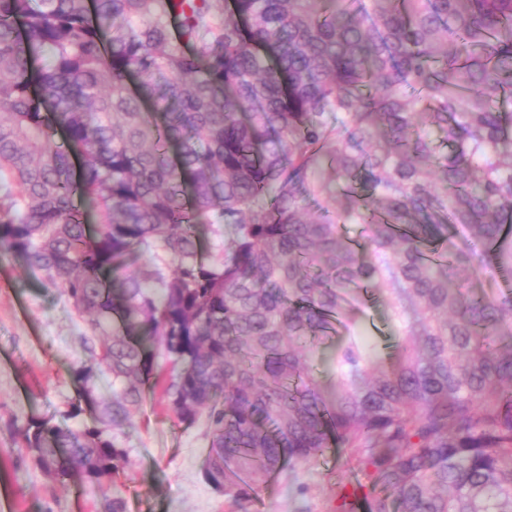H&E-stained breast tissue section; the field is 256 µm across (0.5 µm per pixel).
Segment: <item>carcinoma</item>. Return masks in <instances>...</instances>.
<instances>
[{"mask_svg":"<svg viewBox=\"0 0 512 512\" xmlns=\"http://www.w3.org/2000/svg\"><path fill=\"white\" fill-rule=\"evenodd\" d=\"M0 250L105 337L46 475L157 393L241 512L331 447L336 512H512V0H0Z\"/></svg>","mask_w":512,"mask_h":512,"instance_id":"cac0c4a2","label":"carcinoma"}]
</instances>
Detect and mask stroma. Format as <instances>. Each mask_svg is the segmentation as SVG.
<instances>
[{
	"label": "stroma",
	"instance_id": "1",
	"mask_svg": "<svg viewBox=\"0 0 512 512\" xmlns=\"http://www.w3.org/2000/svg\"><path fill=\"white\" fill-rule=\"evenodd\" d=\"M82 321L66 297L0 252V501L12 512H109L113 496L125 512H233L203 475L209 441L204 424L178 423L156 399H146L119 443L129 464L118 477L90 485L47 477L21 448L17 431L52 417L79 429L90 412L72 415L71 371L86 358ZM355 464L326 455L311 467L264 483L250 512H333L342 486L364 480Z\"/></svg>",
	"mask_w": 512,
	"mask_h": 512
}]
</instances>
